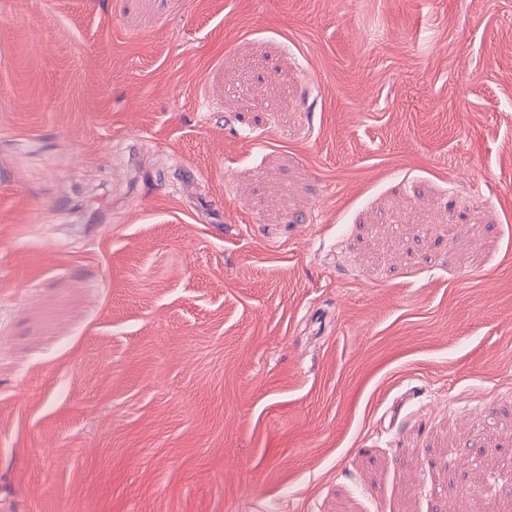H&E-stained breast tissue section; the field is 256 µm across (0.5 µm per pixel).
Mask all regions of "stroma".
Returning <instances> with one entry per match:
<instances>
[{"label":"stroma","mask_w":512,"mask_h":512,"mask_svg":"<svg viewBox=\"0 0 512 512\" xmlns=\"http://www.w3.org/2000/svg\"><path fill=\"white\" fill-rule=\"evenodd\" d=\"M0 512H512V0H0Z\"/></svg>","instance_id":"stroma-1"}]
</instances>
